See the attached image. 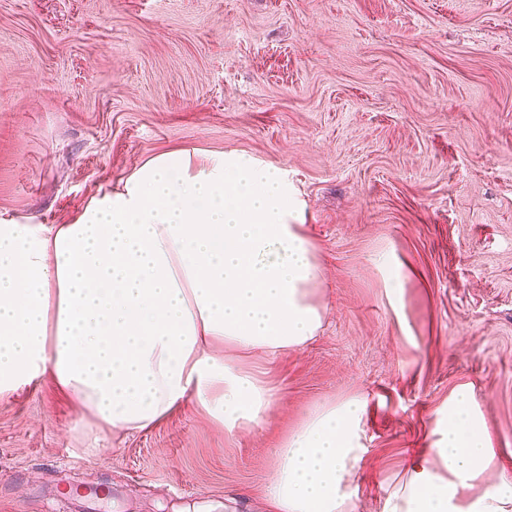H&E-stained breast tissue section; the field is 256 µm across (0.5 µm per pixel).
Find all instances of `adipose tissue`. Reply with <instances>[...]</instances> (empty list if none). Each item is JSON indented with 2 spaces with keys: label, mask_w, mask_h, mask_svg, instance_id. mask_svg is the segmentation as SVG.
<instances>
[{
  "label": "adipose tissue",
  "mask_w": 512,
  "mask_h": 512,
  "mask_svg": "<svg viewBox=\"0 0 512 512\" xmlns=\"http://www.w3.org/2000/svg\"><path fill=\"white\" fill-rule=\"evenodd\" d=\"M305 203L282 168L241 151L151 157L69 224L0 218V399L43 376L85 416L141 432L191 408L227 432L272 403L224 360L231 345L270 356L312 340L324 317ZM358 399L319 408L288 437L266 512H343L364 453ZM434 448L384 512H512V477L481 495L492 445L473 391L456 389Z\"/></svg>",
  "instance_id": "adipose-tissue-1"
}]
</instances>
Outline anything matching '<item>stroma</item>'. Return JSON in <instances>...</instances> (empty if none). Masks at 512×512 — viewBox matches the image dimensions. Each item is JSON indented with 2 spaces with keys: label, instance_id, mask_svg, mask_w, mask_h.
Wrapping results in <instances>:
<instances>
[{
  "label": "stroma",
  "instance_id": "1",
  "mask_svg": "<svg viewBox=\"0 0 512 512\" xmlns=\"http://www.w3.org/2000/svg\"><path fill=\"white\" fill-rule=\"evenodd\" d=\"M180 148L287 170L322 327L225 348L272 393L234 433L179 409L115 435L47 378L0 400V512H264L282 442L351 398L345 512H383L464 384L512 476V0H0V216L71 223Z\"/></svg>",
  "mask_w": 512,
  "mask_h": 512
}]
</instances>
